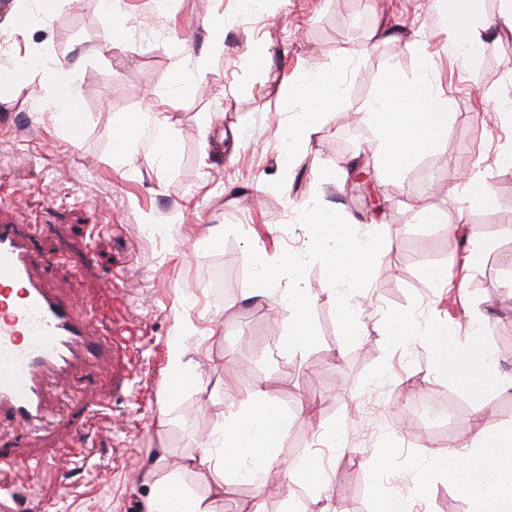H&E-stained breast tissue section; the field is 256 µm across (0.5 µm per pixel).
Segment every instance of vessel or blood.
Wrapping results in <instances>:
<instances>
[{"mask_svg":"<svg viewBox=\"0 0 512 512\" xmlns=\"http://www.w3.org/2000/svg\"><path fill=\"white\" fill-rule=\"evenodd\" d=\"M52 256L36 255L16 225L0 224V418L39 434L52 378L111 359L73 303L42 276ZM17 455L0 448V489L20 477Z\"/></svg>","mask_w":512,"mask_h":512,"instance_id":"obj_1","label":"vessel or blood"}]
</instances>
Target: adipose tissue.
I'll return each instance as SVG.
<instances>
[{"label": "adipose tissue", "instance_id": "obj_1", "mask_svg": "<svg viewBox=\"0 0 512 512\" xmlns=\"http://www.w3.org/2000/svg\"><path fill=\"white\" fill-rule=\"evenodd\" d=\"M452 35L448 53L467 62L484 40L501 31H512V0H499L495 14H487L482 0H451ZM421 78L406 81L390 76L363 112L381 145L378 167L389 175L399 174L418 155L431 152L448 132L447 100L433 76V61L420 56ZM37 71L44 90L40 102L60 101L64 114L82 106L79 92L63 83L59 69L50 63ZM281 98L300 110L293 125L296 138H304L316 117L327 114L338 96L336 78L323 76L313 82L282 85ZM322 236V259L334 281L349 284L372 272V256L379 251L374 237H359L352 225L340 224L327 212H309ZM434 367L463 379L477 390L500 386L495 368L497 356L485 345L461 352L454 331L440 329L428 341ZM288 435L282 415L261 404L243 416L226 417L224 425L203 450L208 464V492L199 495L179 482L180 472H147L144 482L151 492L144 512H223L224 494L234 481L250 479L254 496L245 512H264L268 492L266 473L275 463L274 450ZM454 468L448 470L471 504V512H512V425L489 436L476 437L470 447L454 450Z\"/></svg>", "mask_w": 512, "mask_h": 512}]
</instances>
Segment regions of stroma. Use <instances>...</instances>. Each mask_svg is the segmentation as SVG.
<instances>
[{
    "mask_svg": "<svg viewBox=\"0 0 512 512\" xmlns=\"http://www.w3.org/2000/svg\"><path fill=\"white\" fill-rule=\"evenodd\" d=\"M0 35L15 58L48 59L82 95L87 122L79 138L60 124V106L29 109L38 77L0 82V191L35 253L54 255L46 272L62 295L92 301L87 318L103 329L124 320L126 356L95 376L77 372L49 385L53 411L39 443L0 421V448L40 459L28 471L25 512H44L42 497L61 485L54 512H141L148 489L138 476L198 455L225 415L255 394L288 418L287 440L266 481L276 496L265 512L327 495L340 512H373L374 488L409 497L416 512H470L441 475L419 471L426 457L451 466V451L512 424V388L478 393L435 372L427 346L452 327L462 350L476 341L469 322L489 324L484 343L512 379V124L497 103L512 95V33L486 40L465 64L447 53L448 25L427 0H263L246 13L238 0H115L126 20L119 45L101 24L100 0H58L43 15L39 0H9ZM27 13V27L13 23ZM223 16L220 40L210 22ZM409 32L369 47L379 22ZM435 60L448 99V136L396 176H380V144L364 112L389 73L411 81L420 54ZM201 71L190 92L177 87L185 62ZM326 74L340 79L330 114L296 146L283 138L296 106L278 95L287 81ZM168 116L173 164L156 159L151 115ZM140 119L126 160L113 156V133ZM364 179L336 182L354 153ZM481 177L492 199L479 206L435 190L453 171ZM335 213L358 235H373L378 270L349 287L322 265L308 209ZM440 212L447 221L428 223ZM486 242L477 270L456 287L428 278L454 270L469 240ZM278 268L269 296L259 295L260 266ZM309 297L308 344H284L287 316L269 321L273 299ZM348 305L359 322L346 335ZM195 333L182 341L196 384L172 392L168 359L179 314ZM416 333L398 335L402 321ZM105 392L106 415L82 426V397ZM328 474L319 487L315 471Z\"/></svg>",
    "mask_w": 512,
    "mask_h": 512,
    "instance_id": "1",
    "label": "stroma"
}]
</instances>
